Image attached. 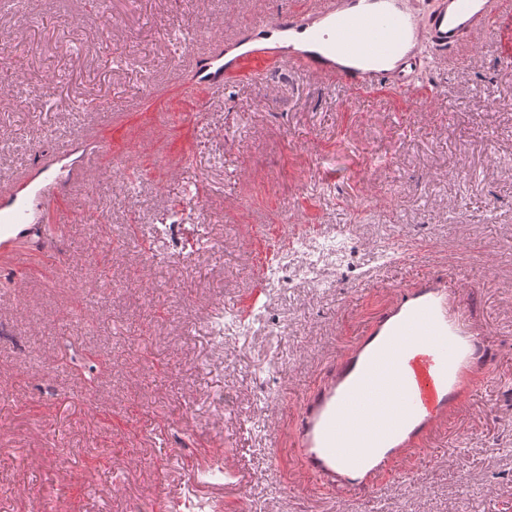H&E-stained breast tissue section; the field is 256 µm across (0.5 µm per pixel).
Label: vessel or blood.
I'll list each match as a JSON object with an SVG mask.
<instances>
[{
  "label": "vessel or blood",
  "mask_w": 512,
  "mask_h": 512,
  "mask_svg": "<svg viewBox=\"0 0 512 512\" xmlns=\"http://www.w3.org/2000/svg\"><path fill=\"white\" fill-rule=\"evenodd\" d=\"M512 0H299L296 8L261 19L198 51L186 45L189 91L224 90L232 75L259 77V64H285L345 83L359 96L388 94L406 102L432 97L416 85L426 46L457 48L475 36L495 38L504 64L512 39L501 24ZM83 164L62 178L27 176L0 192V252L22 269V238L51 237L47 204L77 182ZM487 332L470 321L459 288L425 278L397 289L362 337L331 364L290 418L291 453L299 469L337 493L369 491L392 460L417 451L465 404L473 382L487 378Z\"/></svg>",
  "instance_id": "1"
}]
</instances>
